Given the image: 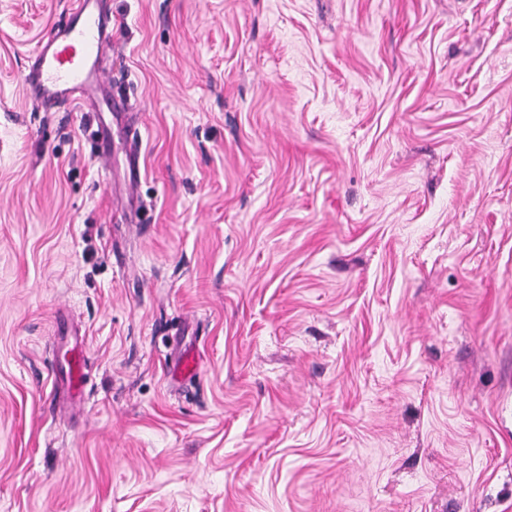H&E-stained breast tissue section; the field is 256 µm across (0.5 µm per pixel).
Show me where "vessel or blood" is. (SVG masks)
<instances>
[{"instance_id":"obj_1","label":"vessel or blood","mask_w":512,"mask_h":512,"mask_svg":"<svg viewBox=\"0 0 512 512\" xmlns=\"http://www.w3.org/2000/svg\"><path fill=\"white\" fill-rule=\"evenodd\" d=\"M107 27L102 0H74L70 21L39 45L23 75L29 99L46 106L101 95L100 57ZM85 362L83 347L66 351V385L73 393L84 388Z\"/></svg>"}]
</instances>
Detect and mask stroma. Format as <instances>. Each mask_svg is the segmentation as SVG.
I'll return each instance as SVG.
<instances>
[{
  "label": "stroma",
  "instance_id": "35a3bbf8",
  "mask_svg": "<svg viewBox=\"0 0 512 512\" xmlns=\"http://www.w3.org/2000/svg\"><path fill=\"white\" fill-rule=\"evenodd\" d=\"M71 3L0 0V512H512V0H103L102 113ZM103 0H75L70 21L42 42L23 75L37 105L92 100L101 90L100 57L108 27ZM86 354L82 346L74 344L66 350L64 370L67 387L75 394H80L84 388Z\"/></svg>",
  "mask_w": 512,
  "mask_h": 512
}]
</instances>
